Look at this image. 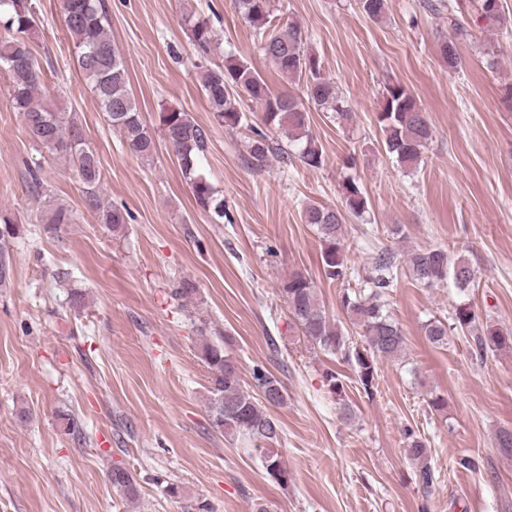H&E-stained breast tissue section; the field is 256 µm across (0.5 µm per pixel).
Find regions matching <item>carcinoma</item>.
Instances as JSON below:
<instances>
[{"label": "carcinoma", "mask_w": 512, "mask_h": 512, "mask_svg": "<svg viewBox=\"0 0 512 512\" xmlns=\"http://www.w3.org/2000/svg\"><path fill=\"white\" fill-rule=\"evenodd\" d=\"M499 0H480L479 17L494 26L503 22L501 11L490 15ZM235 10L262 33L261 49L288 78L306 77V95L315 108L333 112L342 124L352 121L353 113L337 91L336 85L324 77L317 56L303 48L302 30L297 25L285 28L271 25V0H232ZM61 13L67 33L73 40L75 61L86 84L96 96L126 147L142 160L153 158L157 144L153 132L143 122L129 90L128 73L122 56L112 43L109 18L104 0H60ZM362 12L373 21L386 15L387 0H359ZM33 0H0V71L5 72L12 86L14 109L19 112L31 139L51 154L68 160L85 189L86 205L97 212L99 223L119 234L124 231L130 215L104 204L97 189L101 180V162L85 142L82 128L65 112H55L38 99L41 87V67L26 42L19 35L30 31L35 24ZM452 33L439 45V54L455 71L461 65L459 44L470 36L466 26L451 20ZM197 46L205 51L213 40L209 23L202 19L191 27ZM201 88L214 119L228 127L249 124L244 101L260 106L264 125L284 133L295 152L281 146L262 131H254L249 139L246 166L263 171L278 158L285 164L297 159L303 166L319 168L324 162L322 145L309 129V114L303 103L288 94L273 93L258 71L238 59L228 60L224 66L205 69ZM377 121L385 140L386 152L403 167L415 168L432 137L428 113L418 104L413 93L400 83L385 88L384 105L377 113ZM160 126L163 137L173 149L185 182L190 186L199 207L224 218V198L207 179L203 158L208 136L203 127L190 115L179 110L162 113ZM343 208L311 202L303 206V223L316 229L322 242L321 260L324 274L332 281H343L348 276L344 250L347 218H359L368 212V199L360 185L352 178L341 187ZM73 213L56 207L47 217L44 231L60 233L73 223ZM15 235L12 225L0 230V288L11 282L12 265L9 238ZM405 276L426 288H435L453 273L456 287L466 290L473 286V272L463 257L450 260L448 251L429 247L410 252L405 260ZM395 256L388 249L378 250L372 257L359 290H344L340 307L347 315L355 333L356 342L333 323L321 305L318 292L301 272H293L281 280L279 292L288 304L294 323L302 337L313 347L338 357L353 369L355 381L364 395L370 397L377 388L378 362H399L407 351L406 336L399 323L387 310L385 297L397 281ZM427 342L434 347H445L448 338L469 336L472 349L479 357L489 351L512 349V332H503L492 326H483L473 305L456 306L450 320L429 319L423 325ZM201 356L210 371L208 405L209 425L214 432L232 440L253 446L260 452L266 473L277 483H288V469L284 466L280 449L275 447L281 429L270 409L286 402V388L281 380L262 369L253 371L254 385L260 391L255 395L241 376L238 361L224 346L203 342ZM329 393L334 396L344 419L350 420L354 410L347 403L343 375L336 371L326 373ZM406 452L417 465L416 480L428 490L433 485V471L428 465V450L424 440L412 429L405 430ZM110 479L124 497L133 501L139 497L138 486L130 472L123 467L112 469Z\"/></svg>", "instance_id": "cac0c4a2"}]
</instances>
